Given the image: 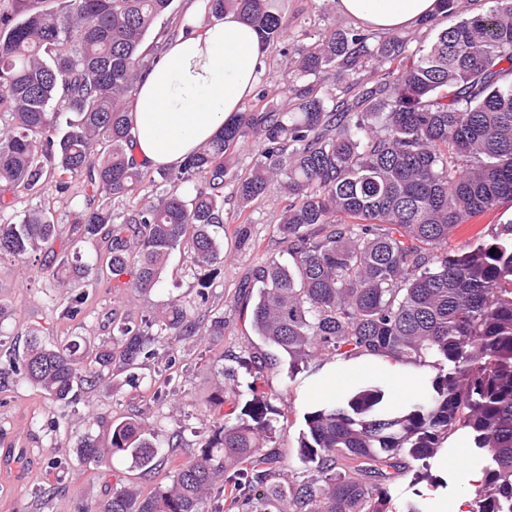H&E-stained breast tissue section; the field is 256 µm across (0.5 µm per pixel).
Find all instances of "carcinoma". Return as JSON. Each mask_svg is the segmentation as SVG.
<instances>
[{
  "instance_id": "carcinoma-1",
  "label": "carcinoma",
  "mask_w": 512,
  "mask_h": 512,
  "mask_svg": "<svg viewBox=\"0 0 512 512\" xmlns=\"http://www.w3.org/2000/svg\"><path fill=\"white\" fill-rule=\"evenodd\" d=\"M0 10V212L50 182L82 184L85 210L69 230L46 207L0 223V260L66 247L46 278L47 303L75 289L63 315L84 319L89 289L106 276L149 293L173 252L193 269L224 264V188L231 186L249 240V210L272 193L288 260L270 255L252 273L251 319L292 371L323 354L388 357L435 371L430 387L397 411L366 386L304 414V469L276 477L268 449L273 408L258 384L239 388V413L222 415L194 459L145 492L122 485L97 512H392L391 472L427 477L449 439L467 434L491 463L477 512H512V217L489 238L453 244L456 228L512 202V0L468 13L427 44L399 32L374 43L338 20L298 31L282 98L234 115L174 169L133 157L132 93L155 56L143 49L173 0H7ZM234 11L267 46L285 37L278 0H209L207 18ZM381 68L374 80L362 73ZM263 143L236 171L241 144ZM149 184L139 206L117 204ZM495 252H490L491 248ZM179 296L140 319L112 318L110 339L83 335L25 350L0 340V393L28 385L65 410L86 388L112 387V365L136 366L190 336L224 335V313L201 328ZM122 452L151 473L171 464L143 417L89 421L78 457L98 465ZM419 462L421 467L411 468Z\"/></svg>"
}]
</instances>
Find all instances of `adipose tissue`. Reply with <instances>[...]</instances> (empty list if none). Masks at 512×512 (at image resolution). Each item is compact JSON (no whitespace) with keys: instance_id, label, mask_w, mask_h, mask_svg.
<instances>
[{"instance_id":"ef3b65f1","label":"adipose tissue","mask_w":512,"mask_h":512,"mask_svg":"<svg viewBox=\"0 0 512 512\" xmlns=\"http://www.w3.org/2000/svg\"><path fill=\"white\" fill-rule=\"evenodd\" d=\"M337 8L370 29L397 32L437 15L440 2L337 0ZM205 13V0H193L189 33L168 43L137 88L133 156L142 166H179L253 94L267 52L259 32L235 12L209 23Z\"/></svg>"}]
</instances>
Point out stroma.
Returning a JSON list of instances; mask_svg holds the SVG:
<instances>
[{
    "mask_svg": "<svg viewBox=\"0 0 512 512\" xmlns=\"http://www.w3.org/2000/svg\"><path fill=\"white\" fill-rule=\"evenodd\" d=\"M337 15L336 0H284L282 17L288 35L280 49L268 50L257 82L268 99H279L288 81L283 53L295 49V33L304 27L325 30ZM82 200L80 185H73L65 195L49 187L41 194L19 197L14 211L19 214L46 206L60 223L70 225L78 217ZM281 207L279 197L273 196L251 209L252 244L240 246L230 232L224 237V265L208 290L209 310L224 312L223 339L195 336L179 343L172 352L166 345L157 344L156 356L140 362L136 368L113 367L111 389L97 390L89 400L64 411L29 387L0 394V458L10 457L16 448L23 451L18 476L0 479V512H91L113 484H134L147 491L166 480L167 471L142 473L132 468L130 460L121 454L98 466L82 464L76 444L87 431L90 416L97 412L116 418L147 415L158 440L164 444L168 443L176 421H184L183 441L172 454L179 463L193 458L201 438L209 434L217 419L208 401L215 379L223 378L224 405L232 407L237 401L235 385L247 377L241 359L265 350L253 331L252 301L239 283L264 255L280 250L277 223ZM54 265L53 253L48 248L29 261L0 262V304L11 311L10 319L0 326L1 338L21 344L28 332L35 331L49 342L78 333L100 342L109 339L113 317L139 316L146 307L162 304L172 295L190 302L198 298L199 287L190 271L191 257L181 250L173 254L157 290L141 294L108 284L97 288L88 301L90 315L80 326L63 318L60 308L44 302V280ZM171 355L176 358L179 372L171 383L176 395L173 400L159 401L154 392ZM329 363L336 369L340 389L378 381L387 383V397L396 406H403L409 398L407 390L388 383L380 369L357 359L333 361L322 356L292 373L277 367L263 369L261 382L279 412L272 448L280 455L284 468L300 465L297 440L304 428L303 414L307 407L321 400L314 377ZM62 417L67 420L65 429L54 432L55 422ZM52 458L63 461L60 473L49 471L48 461ZM487 462V454L474 451L465 437H454L431 460L429 480L416 484L410 475L396 474L387 481L391 503L397 512H403L411 501L418 504L421 512H455L460 505L471 512L479 488L473 477L482 473Z\"/></svg>",
    "mask_w": 512,
    "mask_h": 512,
    "instance_id": "35a3bbf8",
    "label": "stroma"
}]
</instances>
